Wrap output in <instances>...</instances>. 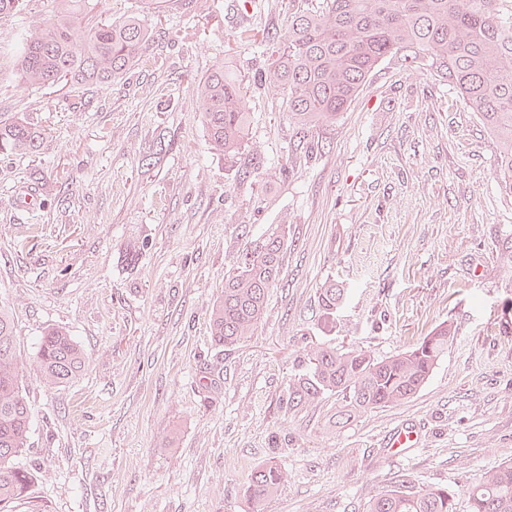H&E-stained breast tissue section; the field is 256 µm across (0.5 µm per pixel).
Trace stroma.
Wrapping results in <instances>:
<instances>
[{
  "label": "stroma",
  "instance_id": "stroma-1",
  "mask_svg": "<svg viewBox=\"0 0 512 512\" xmlns=\"http://www.w3.org/2000/svg\"><path fill=\"white\" fill-rule=\"evenodd\" d=\"M318 0H195L152 17L142 63L119 82L31 89L11 74L18 31L50 7L0 22V113L46 135L36 156L0 155V304L12 311L32 410L34 475L15 512H363L402 477L455 493L512 463V194L494 145L441 74L388 58L314 148L260 77L273 56L243 30L284 38ZM219 61L241 74L247 166L212 152L195 86ZM32 207H25L26 196ZM285 231L263 319L233 347L210 337L224 277L255 240ZM346 297L333 320L323 283ZM455 336L409 400L332 426L328 392L290 405L288 381L326 343L378 357L440 323ZM52 328L87 367L44 384L36 353ZM419 448L392 456L403 423ZM285 478L254 506L251 470ZM344 288H340L336 282H330L320 288L318 296V305L322 315L326 319H331L336 313V309L342 302Z\"/></svg>",
  "mask_w": 512,
  "mask_h": 512
}]
</instances>
